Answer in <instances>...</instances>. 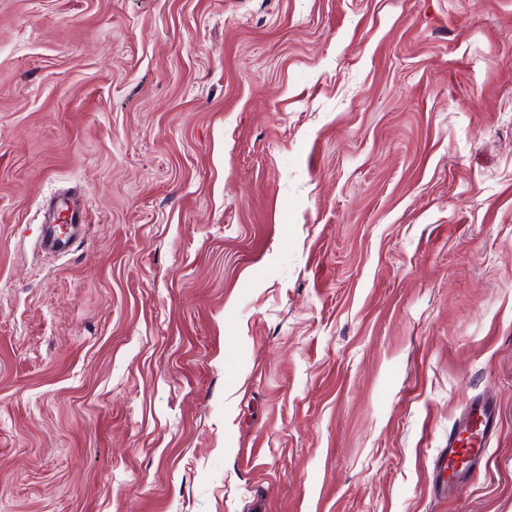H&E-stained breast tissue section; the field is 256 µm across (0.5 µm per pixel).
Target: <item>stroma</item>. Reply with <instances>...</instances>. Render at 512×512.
<instances>
[{
    "label": "stroma",
    "instance_id": "35a3bbf8",
    "mask_svg": "<svg viewBox=\"0 0 512 512\" xmlns=\"http://www.w3.org/2000/svg\"><path fill=\"white\" fill-rule=\"evenodd\" d=\"M0 512H512V0H0ZM497 427L495 403L490 399L470 400L455 427L448 432V448L438 456L435 466L443 475L447 485H442L440 494L448 495V489L457 490L466 485L472 471L481 464L486 455L488 440ZM464 442L467 444L464 447ZM464 457L465 460H461Z\"/></svg>",
    "mask_w": 512,
    "mask_h": 512
}]
</instances>
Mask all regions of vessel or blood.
<instances>
[{"instance_id": "vessel-or-blood-1", "label": "vessel or blood", "mask_w": 512, "mask_h": 512, "mask_svg": "<svg viewBox=\"0 0 512 512\" xmlns=\"http://www.w3.org/2000/svg\"><path fill=\"white\" fill-rule=\"evenodd\" d=\"M497 427L495 403L490 399H474L467 403L455 427L448 433V446L435 465L445 473L449 489L466 485L472 471L481 464L490 437Z\"/></svg>"}]
</instances>
